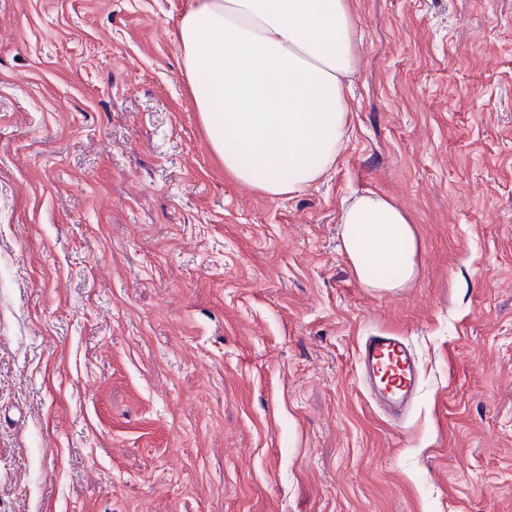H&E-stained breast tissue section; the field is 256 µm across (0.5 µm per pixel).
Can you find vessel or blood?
I'll return each instance as SVG.
<instances>
[{
	"mask_svg": "<svg viewBox=\"0 0 512 512\" xmlns=\"http://www.w3.org/2000/svg\"><path fill=\"white\" fill-rule=\"evenodd\" d=\"M360 371L370 394L398 410L419 385L417 357L404 337L390 331L367 336L358 347Z\"/></svg>",
	"mask_w": 512,
	"mask_h": 512,
	"instance_id": "obj_1",
	"label": "vessel or blood"
}]
</instances>
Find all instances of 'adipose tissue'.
Masks as SVG:
<instances>
[{"mask_svg":"<svg viewBox=\"0 0 512 512\" xmlns=\"http://www.w3.org/2000/svg\"><path fill=\"white\" fill-rule=\"evenodd\" d=\"M352 0H191L174 42L225 174L272 198L336 163L357 68ZM342 248L366 288L394 291L419 272L406 212L368 191L341 210Z\"/></svg>","mask_w":512,"mask_h":512,"instance_id":"adipose-tissue-1","label":"adipose tissue"}]
</instances>
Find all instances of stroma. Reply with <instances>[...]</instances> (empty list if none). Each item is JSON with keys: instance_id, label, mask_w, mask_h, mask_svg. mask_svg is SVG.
I'll list each match as a JSON object with an SVG mask.
<instances>
[{"instance_id": "stroma-1", "label": "stroma", "mask_w": 512, "mask_h": 512, "mask_svg": "<svg viewBox=\"0 0 512 512\" xmlns=\"http://www.w3.org/2000/svg\"><path fill=\"white\" fill-rule=\"evenodd\" d=\"M189 2L0 0V512H512V0H353L350 133L274 199L209 146ZM366 190L420 241L393 292L341 249ZM360 371L370 394L401 415L402 405L417 392V357L403 336L376 331L358 347Z\"/></svg>"}]
</instances>
